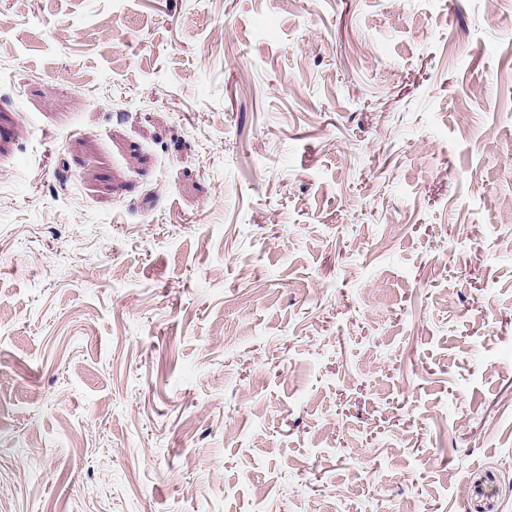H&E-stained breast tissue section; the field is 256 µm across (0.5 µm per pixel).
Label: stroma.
I'll return each mask as SVG.
<instances>
[{
    "mask_svg": "<svg viewBox=\"0 0 512 512\" xmlns=\"http://www.w3.org/2000/svg\"><path fill=\"white\" fill-rule=\"evenodd\" d=\"M512 512V0H0V512Z\"/></svg>",
    "mask_w": 512,
    "mask_h": 512,
    "instance_id": "35a3bbf8",
    "label": "stroma"
}]
</instances>
